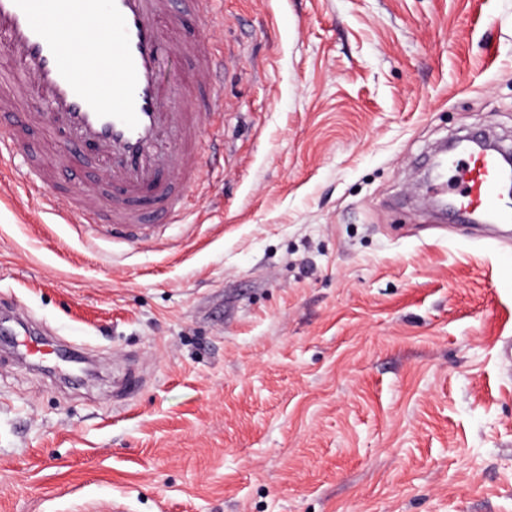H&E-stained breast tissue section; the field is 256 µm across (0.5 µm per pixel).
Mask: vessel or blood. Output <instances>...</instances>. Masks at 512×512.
<instances>
[{
	"label": "vessel or blood",
	"instance_id": "1",
	"mask_svg": "<svg viewBox=\"0 0 512 512\" xmlns=\"http://www.w3.org/2000/svg\"><path fill=\"white\" fill-rule=\"evenodd\" d=\"M212 0H0V49L15 63L11 91L0 93V159L22 157L30 186L45 191L33 139L42 130L67 137L74 155L106 173L76 194L81 223H101L108 236L135 243L159 238L201 177L198 143L204 121L224 109L223 51L187 30L188 16L216 25ZM182 58L192 88L189 109L170 105L160 80L164 59ZM40 108L14 118L17 98ZM176 138L180 147L169 151ZM456 183L435 193L464 215L512 223L504 202L507 172L480 141L447 161ZM24 358L59 368L60 350L19 330Z\"/></svg>",
	"mask_w": 512,
	"mask_h": 512
}]
</instances>
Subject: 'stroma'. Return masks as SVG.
<instances>
[{
    "mask_svg": "<svg viewBox=\"0 0 512 512\" xmlns=\"http://www.w3.org/2000/svg\"><path fill=\"white\" fill-rule=\"evenodd\" d=\"M213 7L224 109L160 240L0 162V313L90 358L71 384L0 346V512H512V224L423 180L440 143L512 146V0ZM36 148L61 205L100 177Z\"/></svg>",
    "mask_w": 512,
    "mask_h": 512,
    "instance_id": "stroma-1",
    "label": "stroma"
}]
</instances>
